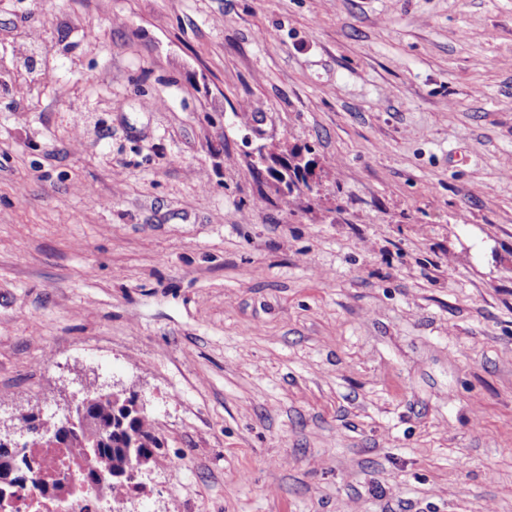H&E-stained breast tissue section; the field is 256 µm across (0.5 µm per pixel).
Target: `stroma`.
Listing matches in <instances>:
<instances>
[{"label": "stroma", "mask_w": 512, "mask_h": 512, "mask_svg": "<svg viewBox=\"0 0 512 512\" xmlns=\"http://www.w3.org/2000/svg\"><path fill=\"white\" fill-rule=\"evenodd\" d=\"M89 381L128 512H512V0H0V424ZM253 157L265 168L282 170L288 166V153H280L275 148L259 145L253 149Z\"/></svg>", "instance_id": "obj_1"}]
</instances>
